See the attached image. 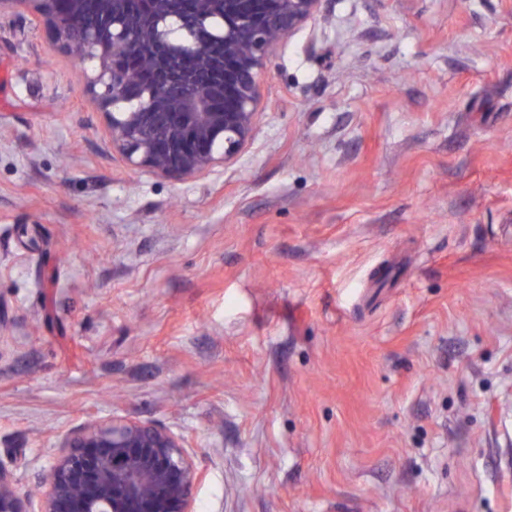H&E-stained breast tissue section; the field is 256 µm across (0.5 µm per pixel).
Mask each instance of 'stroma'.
<instances>
[{"mask_svg":"<svg viewBox=\"0 0 512 512\" xmlns=\"http://www.w3.org/2000/svg\"><path fill=\"white\" fill-rule=\"evenodd\" d=\"M252 140L131 170L0 24V448L184 434L197 512H512V0H325ZM27 234H20V226Z\"/></svg>","mask_w":512,"mask_h":512,"instance_id":"1","label":"stroma"}]
</instances>
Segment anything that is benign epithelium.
Returning <instances> with one entry per match:
<instances>
[{
    "mask_svg": "<svg viewBox=\"0 0 512 512\" xmlns=\"http://www.w3.org/2000/svg\"><path fill=\"white\" fill-rule=\"evenodd\" d=\"M43 22L104 112L112 147L133 170L188 178L238 157L252 139L259 79L277 45L324 0H0ZM139 57L149 83L121 61ZM39 493L17 478L19 448L0 454V512H196L203 471L185 437L114 416L64 432Z\"/></svg>",
    "mask_w": 512,
    "mask_h": 512,
    "instance_id": "1",
    "label": "benign epithelium"
}]
</instances>
